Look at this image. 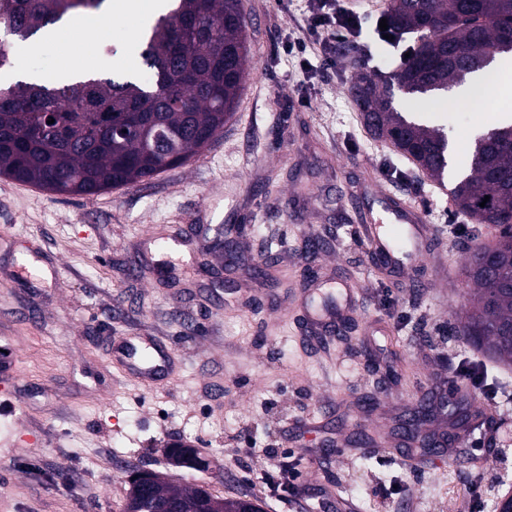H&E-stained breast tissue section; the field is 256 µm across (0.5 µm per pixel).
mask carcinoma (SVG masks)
<instances>
[{"mask_svg":"<svg viewBox=\"0 0 512 512\" xmlns=\"http://www.w3.org/2000/svg\"><path fill=\"white\" fill-rule=\"evenodd\" d=\"M102 2L0 0V31L11 37L5 47ZM240 4L178 0L141 43L146 79L107 73L0 83V176L58 194L93 195L150 179L166 163L185 165L233 115L248 64ZM387 16L393 28L421 33L420 43L390 76L407 94L463 85L509 53L505 45L512 43V0H388ZM387 84L367 74L352 82L350 92L365 125L428 178L444 183L447 139L392 108ZM50 118L54 123H47ZM450 194L457 210L475 223L501 228L494 245L482 246L497 273L468 264L475 303L460 311L456 332L512 366V122L486 132ZM171 457L191 468L206 465L193 449L173 448ZM202 492L229 507L243 501L161 475L145 487L131 486L123 512H154L171 500L193 512Z\"/></svg>","mask_w":512,"mask_h":512,"instance_id":"obj_1","label":"carcinoma"}]
</instances>
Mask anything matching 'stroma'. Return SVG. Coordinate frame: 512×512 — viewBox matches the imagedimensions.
<instances>
[{
    "label": "stroma",
    "instance_id": "1",
    "mask_svg": "<svg viewBox=\"0 0 512 512\" xmlns=\"http://www.w3.org/2000/svg\"><path fill=\"white\" fill-rule=\"evenodd\" d=\"M242 10L249 61L239 105L186 165L92 196L0 176V346L18 368L17 387L0 381L13 400L0 407V512H122L135 469L292 512L294 492H268L265 481L287 454L323 448L365 416L388 445L333 453L315 472L301 467L300 490L334 491L352 512H493L512 492V399L499 401L492 434L471 450L494 451L481 477L433 456L410 468L393 441L419 400L447 387L457 355L471 352L452 333L468 299L467 249L495 243L499 231L472 234L448 190L365 129L351 78L367 52L374 75L391 70L372 26L322 73L320 45L300 59L282 49L306 25L303 0H242ZM126 46L117 20L45 44L26 65L50 77L74 60L121 58ZM388 93L406 117L445 128L457 173L480 130L512 105L496 95L443 110L438 93ZM378 191L409 198L435 230L423 288L393 287L367 257L357 209ZM155 237L182 239L171 265ZM259 252L275 281L249 278ZM307 268L364 290L350 333L317 347L293 312ZM370 319L391 330L378 355L364 348ZM143 334L173 345L174 380L146 386L112 363L114 337ZM313 417L325 434L306 429ZM178 442L209 469L171 465L165 448Z\"/></svg>",
    "mask_w": 512,
    "mask_h": 512
}]
</instances>
